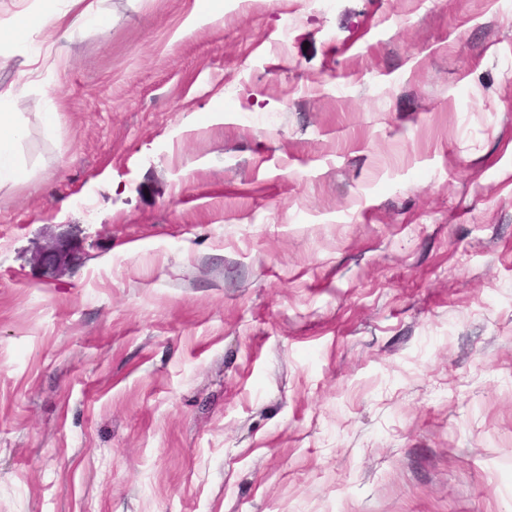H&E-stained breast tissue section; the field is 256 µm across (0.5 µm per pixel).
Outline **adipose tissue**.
<instances>
[{
    "mask_svg": "<svg viewBox=\"0 0 512 512\" xmlns=\"http://www.w3.org/2000/svg\"><path fill=\"white\" fill-rule=\"evenodd\" d=\"M44 2L21 0L20 10L10 19L0 21V42H23L29 34L41 32L56 44L102 19L99 0H65L63 7L55 10L45 9ZM32 76V71H20L7 89L0 90V182L17 179L24 172L17 146L26 128L20 113L11 111L10 106L26 97Z\"/></svg>",
    "mask_w": 512,
    "mask_h": 512,
    "instance_id": "obj_1",
    "label": "adipose tissue"
}]
</instances>
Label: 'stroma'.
<instances>
[{
  "mask_svg": "<svg viewBox=\"0 0 512 512\" xmlns=\"http://www.w3.org/2000/svg\"><path fill=\"white\" fill-rule=\"evenodd\" d=\"M194 5L15 105L0 512H512V0ZM77 248L67 240L59 239L38 248L35 259L39 265L58 270L75 259Z\"/></svg>",
  "mask_w": 512,
  "mask_h": 512,
  "instance_id": "obj_1",
  "label": "stroma"
}]
</instances>
